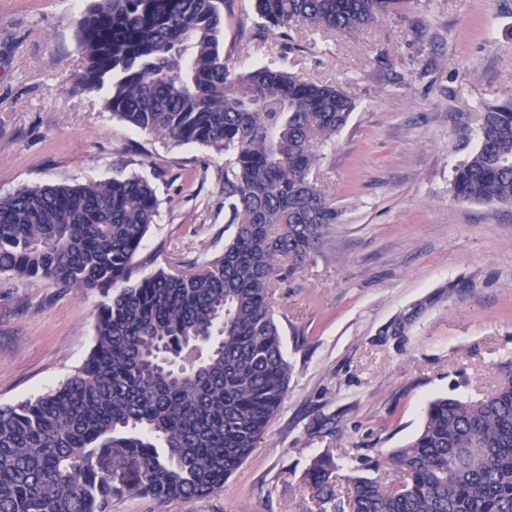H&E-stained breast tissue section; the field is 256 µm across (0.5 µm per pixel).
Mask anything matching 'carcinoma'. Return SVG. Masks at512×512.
I'll return each mask as SVG.
<instances>
[{"label":"carcinoma","mask_w":512,"mask_h":512,"mask_svg":"<svg viewBox=\"0 0 512 512\" xmlns=\"http://www.w3.org/2000/svg\"><path fill=\"white\" fill-rule=\"evenodd\" d=\"M228 0H95L79 21L76 84L111 87L105 108L148 134L225 157L235 226L202 268L137 276L159 200L137 175L24 187L0 197V275L97 290L94 345L56 387L0 405V512H111L138 494L206 498L242 465L292 374L272 298L338 212L313 172L355 101L285 65L224 58ZM405 0H254L265 29L352 36ZM453 196L512 205V104L486 106ZM476 398L439 396L391 459L399 487L330 454L306 484L317 512H512V361ZM139 466L120 486L98 466Z\"/></svg>","instance_id":"cac0c4a2"}]
</instances>
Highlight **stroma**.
Here are the masks:
<instances>
[{
	"label": "stroma",
	"mask_w": 512,
	"mask_h": 512,
	"mask_svg": "<svg viewBox=\"0 0 512 512\" xmlns=\"http://www.w3.org/2000/svg\"><path fill=\"white\" fill-rule=\"evenodd\" d=\"M90 4L0 0V197L138 173L160 201L140 272L201 267L233 233L224 158L125 124L103 111L104 92L73 90ZM224 52L238 69L287 63L355 100L316 172L340 216L275 292L293 373L245 462L211 497L124 496L112 512H311L314 457L388 475L430 399L491 390L512 360V206L451 192L485 106L512 100V0H409L346 37L303 25L266 36L253 0H233ZM100 301L0 275V404L44 393L83 363Z\"/></svg>",
	"instance_id": "1"
}]
</instances>
